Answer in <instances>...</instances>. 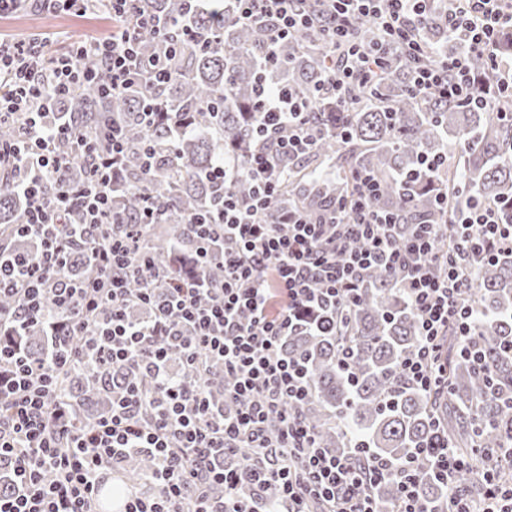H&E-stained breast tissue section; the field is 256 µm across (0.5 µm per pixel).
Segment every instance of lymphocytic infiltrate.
<instances>
[{
    "label": "lymphocytic infiltrate",
    "instance_id": "obj_1",
    "mask_svg": "<svg viewBox=\"0 0 512 512\" xmlns=\"http://www.w3.org/2000/svg\"><path fill=\"white\" fill-rule=\"evenodd\" d=\"M48 8L84 15L101 11L114 26L107 38L58 53L56 34L28 41L0 42V119L24 114L26 137L0 143V158L25 160L21 190L28 201L19 234L36 243L27 254L0 253V295L17 306L0 311V336L22 335L27 323L54 306L68 335L82 337L68 355L41 359L21 353L12 340L0 344V459L9 458L17 490L0 495V512H96L95 492L115 459L131 448L147 449L155 467L146 486L131 490L124 512H257L249 486L277 482L279 512H374L370 488L397 479L401 497L394 512L421 510L415 479L392 461L378 458L367 467L319 447L316 433L295 406L307 395L302 365L281 354L292 331L307 326L310 313L322 314L320 332L329 334L347 317L367 272L375 266L400 278L417 314L420 341L402 363L407 378L421 389L437 383L438 340L455 327L468 343L463 353L478 359L470 340L473 313L462 299L475 275L476 259L512 252V225L501 223L495 204L452 214L449 224H415L398 236V220L368 205L378 187L372 175L357 178L353 197L336 202L316 221L299 209L271 214L272 192L279 176L268 156L255 154L249 172L255 189L249 197L225 194L214 220L197 219L192 227L203 249L220 246L224 279L178 282L169 288L143 281L130 292L127 281L147 266L142 238L157 215L150 195L141 197L139 223L123 225L111 208L112 160L127 149L120 127H113L104 152L68 123L43 129L44 115L35 104L45 93L63 100L78 85L106 76L107 92H124L136 77L156 81L169 76L168 54L142 58L139 37L149 29L165 34L162 24L137 15L138 0H45ZM244 24L271 22L272 40L301 27L321 31L342 60L327 80L336 91L366 86L384 69L394 48L414 62L412 91L422 98L436 94L447 101L476 104L486 85L472 70L481 56L487 71L512 90V58L498 55L494 38L512 29V0H320L312 12L307 0H238ZM445 4L449 33L467 29L469 53L431 66L419 29L429 13ZM374 19L380 38L363 47L354 39L359 20ZM95 54L103 73L82 68ZM260 127L277 135L276 146L299 156L309 152L318 132L308 105L268 94L258 115ZM73 140L83 146L91 167L84 184L61 177L55 144ZM52 175L56 206L46 205L41 183ZM78 209L82 220L64 224L60 212ZM454 243L440 252L444 232ZM89 243L85 255L94 279L77 282L70 275L69 253L76 242ZM149 305L145 320L128 315L132 304ZM192 371L175 379L171 358ZM96 360L103 370L123 365L143 372L148 386H137L112 402L111 411L80 429L71 418L59 369ZM229 378L224 403L211 396V363ZM253 452L247 464L235 463L239 449ZM437 480L450 485L451 512H512V455L502 471L486 477L481 495L456 480L463 461L447 444L429 451Z\"/></svg>",
    "mask_w": 512,
    "mask_h": 512
}]
</instances>
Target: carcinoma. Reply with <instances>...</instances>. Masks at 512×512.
<instances>
[{
    "mask_svg": "<svg viewBox=\"0 0 512 512\" xmlns=\"http://www.w3.org/2000/svg\"><path fill=\"white\" fill-rule=\"evenodd\" d=\"M138 6L146 18L166 19L177 35L168 41L141 33V47L149 55L173 48L171 78L158 83L140 77L116 95L106 93L104 78L87 83L53 103L46 122L61 117L91 134L99 147L112 124L123 127L127 150L114 163L112 205L134 224L140 214L138 194L144 190L153 197L158 215L146 235L148 268L167 270L173 280H223L218 261L200 263L199 243L189 225L197 215L216 214L225 189L247 196L253 154L273 153L276 136L262 137L255 122L262 111V87L286 89L308 102L323 132L310 155L274 157L275 169L287 179L279 184L271 210L297 205L315 217L353 193L357 173L366 172L379 184L372 207L399 215L403 224H443L446 211L486 202L497 203L500 221L512 224V117L498 111L493 94L487 95L485 107L434 96L417 100L411 91V62L397 53L377 82L339 98L325 84L336 56L315 29H300L275 44L268 26L237 23V0H140ZM420 38L430 65L446 54L463 53L468 44L462 34L448 35L437 19L423 25ZM151 102L164 103L167 111L148 126L141 112ZM24 133L17 118L0 122L2 143H17ZM453 144L461 148L459 163L443 164L437 175L429 171L427 162L447 158ZM57 154L70 182L87 179L89 160L75 142H59ZM146 154L148 167L142 162ZM224 159L241 169L229 187L214 173ZM436 183L448 189L446 207L436 203ZM25 213L18 168L10 160L0 161V239L8 252L28 251L29 240L15 233ZM72 258L76 278L95 276L81 246L73 247ZM465 303L476 318L473 339L483 362L463 358L459 338L449 334L440 360L442 376L431 391L402 376V360L419 343L417 318L405 290L382 268L368 273L348 325L333 335L303 328L285 337L282 349L285 358L304 367L308 396L298 411L321 447L351 452L362 465L380 456L410 466L418 477L420 501L428 507L448 495L428 460L416 454L436 432L448 434V444L470 457L459 482L471 488L474 473L496 472L504 463L503 449L512 446V253L478 262ZM56 321L50 307L44 319L29 324L22 351L42 356ZM139 380L127 368L116 367L103 387L94 367L75 372L69 383L73 420L90 426L108 410L112 393ZM117 468L126 482L141 486L152 470V456L130 449ZM373 496L379 512H391L399 496L396 481L381 482ZM255 499L272 506L279 499L277 485L255 490Z\"/></svg>",
    "mask_w": 512,
    "mask_h": 512,
    "instance_id": "obj_1",
    "label": "carcinoma"
}]
</instances>
